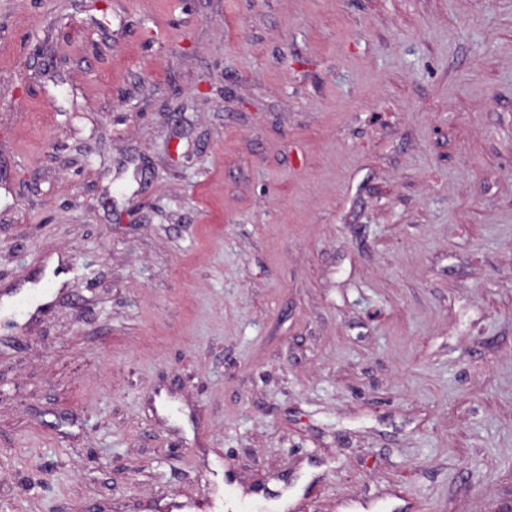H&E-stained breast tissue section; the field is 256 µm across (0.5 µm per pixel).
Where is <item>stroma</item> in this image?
Wrapping results in <instances>:
<instances>
[{
    "label": "stroma",
    "mask_w": 512,
    "mask_h": 512,
    "mask_svg": "<svg viewBox=\"0 0 512 512\" xmlns=\"http://www.w3.org/2000/svg\"><path fill=\"white\" fill-rule=\"evenodd\" d=\"M270 490L512 512V0H0V512Z\"/></svg>",
    "instance_id": "35a3bbf8"
}]
</instances>
